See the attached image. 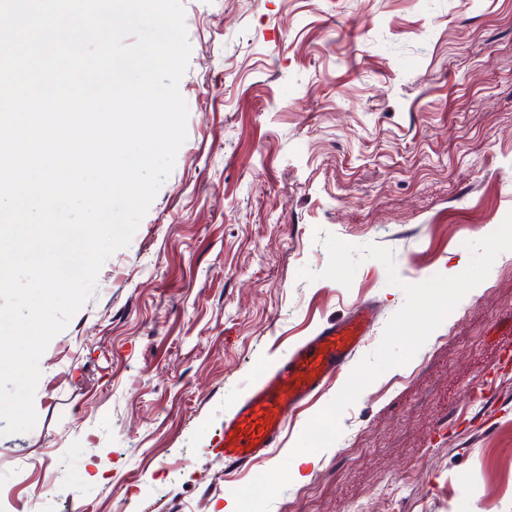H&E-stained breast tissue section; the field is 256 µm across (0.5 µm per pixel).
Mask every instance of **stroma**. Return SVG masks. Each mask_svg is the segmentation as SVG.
<instances>
[{
	"mask_svg": "<svg viewBox=\"0 0 512 512\" xmlns=\"http://www.w3.org/2000/svg\"><path fill=\"white\" fill-rule=\"evenodd\" d=\"M188 138L129 246L39 366L35 428L0 433V512H222L282 462L271 512H512V252L343 413L224 474V420L260 375L367 300V355L404 302L385 266L300 280L315 230L393 253L419 283L512 211V0H181ZM491 395L470 390L490 371ZM418 475L411 484L402 478Z\"/></svg>",
	"mask_w": 512,
	"mask_h": 512,
	"instance_id": "stroma-1",
	"label": "stroma"
}]
</instances>
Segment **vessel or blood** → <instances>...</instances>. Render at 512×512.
I'll return each mask as SVG.
<instances>
[{"label": "vessel or blood", "mask_w": 512, "mask_h": 512, "mask_svg": "<svg viewBox=\"0 0 512 512\" xmlns=\"http://www.w3.org/2000/svg\"><path fill=\"white\" fill-rule=\"evenodd\" d=\"M378 320L372 302L320 327L264 371L224 421V460L245 464L280 446L289 415L309 403L353 359Z\"/></svg>", "instance_id": "b4317fda"}]
</instances>
